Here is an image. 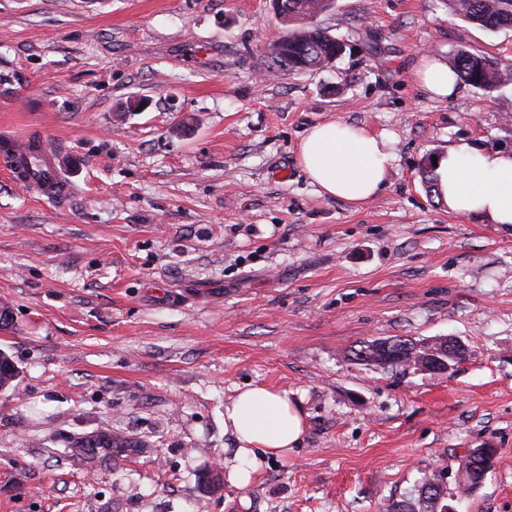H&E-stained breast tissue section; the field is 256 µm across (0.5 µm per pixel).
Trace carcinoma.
<instances>
[{
  "label": "carcinoma",
  "instance_id": "carcinoma-1",
  "mask_svg": "<svg viewBox=\"0 0 512 512\" xmlns=\"http://www.w3.org/2000/svg\"><path fill=\"white\" fill-rule=\"evenodd\" d=\"M282 6L276 12L287 31L280 37L278 50L267 54L266 69L271 74L287 75L294 72L317 70L327 67L343 49V43L313 24V20L330 5V0H280ZM452 12L464 21L490 31L512 28V0H448ZM450 67L464 83L480 89H493L512 79L487 59L459 49L450 59ZM422 183L428 192L439 193V176L436 166L429 164L421 169ZM425 341L410 339H376L365 341L353 351L355 360L366 366L382 369L397 366H418L440 362L441 373L448 372L464 360L466 351L450 354L437 350L429 353ZM19 371L12 358L0 350V389L12 386ZM64 445L77 461L99 463L105 459L136 453L145 443L128 438L110 428L91 435L69 437ZM495 450L488 448L481 454L466 453L460 457L458 471L462 480L458 486L470 492L484 481V474L493 468ZM442 474L426 473L416 487V494L396 504L387 512H448L445 503L446 486L441 484Z\"/></svg>",
  "mask_w": 512,
  "mask_h": 512
}]
</instances>
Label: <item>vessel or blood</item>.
I'll use <instances>...</instances> for the list:
<instances>
[{"label":"vessel or blood","instance_id":"b4317fda","mask_svg":"<svg viewBox=\"0 0 512 512\" xmlns=\"http://www.w3.org/2000/svg\"><path fill=\"white\" fill-rule=\"evenodd\" d=\"M5 156L0 157V170L18 186L30 188L49 198L66 196L56 167L57 150L45 135L7 137Z\"/></svg>","mask_w":512,"mask_h":512}]
</instances>
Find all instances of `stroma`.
Segmentation results:
<instances>
[{
  "mask_svg": "<svg viewBox=\"0 0 512 512\" xmlns=\"http://www.w3.org/2000/svg\"><path fill=\"white\" fill-rule=\"evenodd\" d=\"M328 68L274 76L271 0H0V131L46 134L63 202L0 177V512H385L442 470L457 512H512V227L450 212L427 159L512 151V83L429 95L420 55L512 76V28L446 0H334ZM148 107L128 110L130 100ZM327 120L386 132V187L320 195L298 162ZM453 336L447 374L355 363ZM291 391L305 431L246 488L223 473L237 390ZM148 441L96 465L62 440ZM469 448L497 451L474 492Z\"/></svg>",
  "mask_w": 512,
  "mask_h": 512,
  "instance_id": "stroma-1",
  "label": "stroma"
}]
</instances>
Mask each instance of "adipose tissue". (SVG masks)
<instances>
[{"label":"adipose tissue","instance_id":"ef3b65f1","mask_svg":"<svg viewBox=\"0 0 512 512\" xmlns=\"http://www.w3.org/2000/svg\"><path fill=\"white\" fill-rule=\"evenodd\" d=\"M416 77L435 96L451 95L456 87L447 64L429 53L421 56ZM394 158L389 134L335 121L313 126L299 147L300 166L318 191L352 204L378 194ZM437 172L450 211L512 225V153L461 140L440 156ZM224 430L238 443L225 466L227 481L244 488L268 459L285 456L299 443L305 421L287 391L252 386L225 405Z\"/></svg>","mask_w":512,"mask_h":512}]
</instances>
